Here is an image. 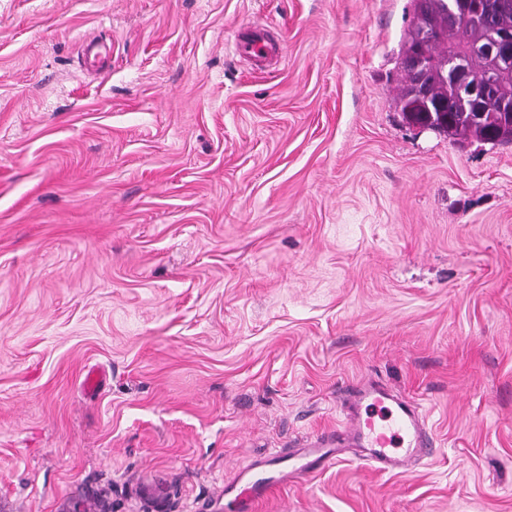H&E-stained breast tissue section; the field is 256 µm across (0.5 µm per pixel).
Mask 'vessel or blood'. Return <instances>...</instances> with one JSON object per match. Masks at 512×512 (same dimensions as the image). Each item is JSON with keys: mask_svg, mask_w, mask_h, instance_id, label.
<instances>
[{"mask_svg": "<svg viewBox=\"0 0 512 512\" xmlns=\"http://www.w3.org/2000/svg\"><path fill=\"white\" fill-rule=\"evenodd\" d=\"M236 50L257 62L275 52L273 43L258 34L239 38ZM350 445L364 449L371 465L385 472L430 456L434 439L415 400L394 394L377 381L357 385L345 401L340 428L322 433L303 448L281 449L258 464L253 477L234 498L238 512H257L259 503L286 475L300 477L324 470L335 464L341 448Z\"/></svg>", "mask_w": 512, "mask_h": 512, "instance_id": "vessel-or-blood-1", "label": "vessel or blood"}]
</instances>
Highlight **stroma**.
I'll use <instances>...</instances> for the list:
<instances>
[{
  "instance_id": "stroma-1",
  "label": "stroma",
  "mask_w": 512,
  "mask_h": 512,
  "mask_svg": "<svg viewBox=\"0 0 512 512\" xmlns=\"http://www.w3.org/2000/svg\"><path fill=\"white\" fill-rule=\"evenodd\" d=\"M411 8L0 0V512H225L368 380L434 454L258 512H512V143L405 122ZM236 51L256 62H262L271 57L276 49L270 40L264 39L259 34H253L239 38L236 42Z\"/></svg>"
}]
</instances>
